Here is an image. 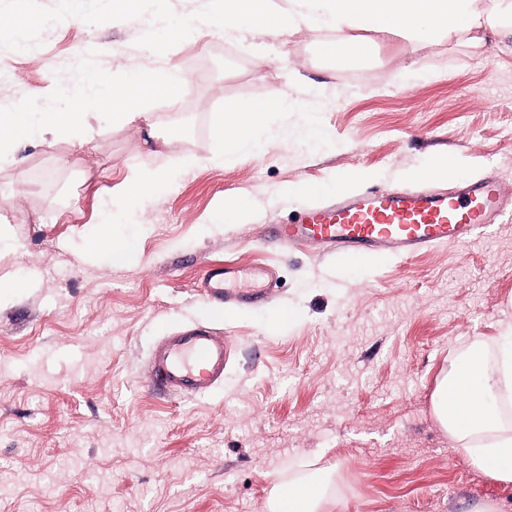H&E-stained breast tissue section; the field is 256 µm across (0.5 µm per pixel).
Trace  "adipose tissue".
<instances>
[{"mask_svg": "<svg viewBox=\"0 0 512 512\" xmlns=\"http://www.w3.org/2000/svg\"><path fill=\"white\" fill-rule=\"evenodd\" d=\"M212 13L203 24L188 23L177 32L193 37L206 26L230 38L288 36L305 30L335 31V40L325 51L336 56L357 52L354 30L387 33L414 42L421 29L436 41L450 37L478 40L512 22V0H211ZM102 91L89 96L85 90L55 96L50 109L35 110L19 105L0 111V161H12L22 145H35L52 136L74 140L87 136L90 117L129 125L152 132L148 101L157 95L177 98L182 78L147 65L123 67L113 73L93 76ZM311 90L276 98L258 95L254 100L225 107L211 115V127L219 153L236 156L248 153L262 158L267 139L287 141L288 128L274 124L275 114L294 118L305 139L322 144L327 139ZM97 114H89V106ZM190 162L167 168H132L120 197L124 207L154 197L158 191L187 173ZM512 385V336L496 337L493 344L478 341L453 362L438 383L432 398L435 420L447 433L454 449L468 463L504 486H512V420L493 404L502 388Z\"/></svg>", "mask_w": 512, "mask_h": 512, "instance_id": "adipose-tissue-1", "label": "adipose tissue"}]
</instances>
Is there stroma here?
<instances>
[{
    "label": "stroma",
    "mask_w": 512,
    "mask_h": 512,
    "mask_svg": "<svg viewBox=\"0 0 512 512\" xmlns=\"http://www.w3.org/2000/svg\"><path fill=\"white\" fill-rule=\"evenodd\" d=\"M209 0H0V105L42 107L52 75L161 64L184 80L148 104L155 140L95 121L90 143L45 139L0 164V280L33 285L0 299V512H267L276 482L319 478L326 512H512V489L473 469L432 414L452 361L512 330V222L459 248L354 268L314 245L266 251L269 225L313 196L406 185L447 160L454 180L512 184V28L483 47L410 43L360 30L363 53H322L329 30L235 40L173 38ZM418 71L401 75L403 65ZM323 87L331 140L297 130L262 159L214 150L211 113L288 92V71ZM191 161L190 171L124 225L126 259L86 255L132 166ZM250 212L220 213L225 198ZM277 270L271 300L215 319L199 282L224 262ZM200 323L228 338L223 383L196 397L151 389L157 340Z\"/></svg>",
    "instance_id": "obj_1"
}]
</instances>
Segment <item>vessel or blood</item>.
<instances>
[{
	"label": "vessel or blood",
	"instance_id": "b4317fda",
	"mask_svg": "<svg viewBox=\"0 0 512 512\" xmlns=\"http://www.w3.org/2000/svg\"><path fill=\"white\" fill-rule=\"evenodd\" d=\"M505 191L491 175L450 189L431 186L368 188L341 195L332 202L305 207L296 223L273 224L268 243H310L353 265L363 256L412 255L435 247L464 246L506 214ZM241 274L235 266L208 268L200 286L205 299L227 304L263 305L270 290V268H254L256 288L232 291ZM224 344L200 328L173 332L151 353L152 388L168 394L200 395L224 379Z\"/></svg>",
	"mask_w": 512,
	"mask_h": 512
}]
</instances>
